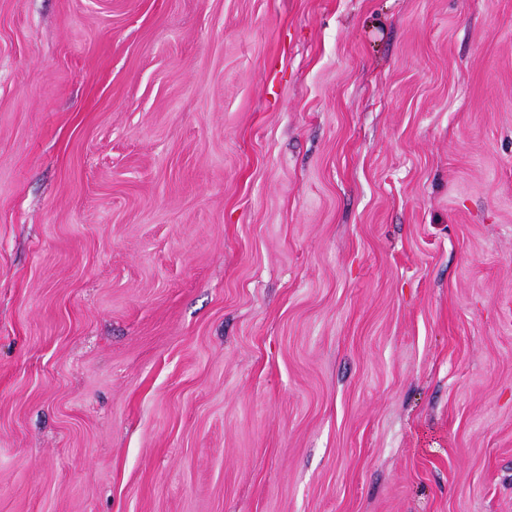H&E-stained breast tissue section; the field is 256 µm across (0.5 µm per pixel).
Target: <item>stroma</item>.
<instances>
[{"mask_svg": "<svg viewBox=\"0 0 512 512\" xmlns=\"http://www.w3.org/2000/svg\"><path fill=\"white\" fill-rule=\"evenodd\" d=\"M0 512H512V0H0Z\"/></svg>", "mask_w": 512, "mask_h": 512, "instance_id": "obj_1", "label": "stroma"}]
</instances>
